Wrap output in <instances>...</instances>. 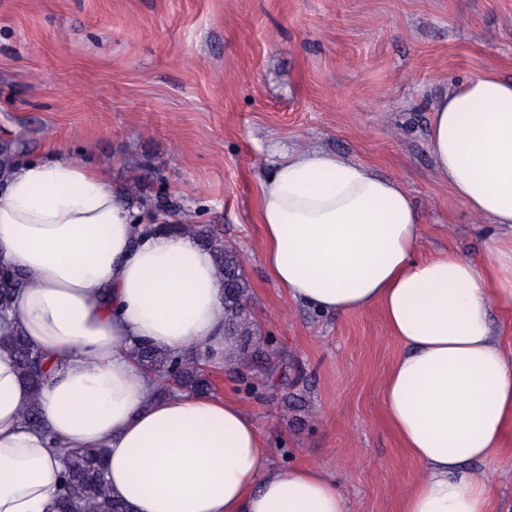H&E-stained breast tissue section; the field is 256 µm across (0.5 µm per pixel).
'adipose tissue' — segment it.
<instances>
[{
    "mask_svg": "<svg viewBox=\"0 0 512 512\" xmlns=\"http://www.w3.org/2000/svg\"><path fill=\"white\" fill-rule=\"evenodd\" d=\"M436 175L496 225L486 254L420 259L421 212L397 179L321 150L275 162L258 219L264 264L287 297L323 314L382 311L403 346L383 386L386 418L423 478L400 512H491L470 469L512 428V351L491 313L512 314V79L487 72L447 91L430 117ZM106 170L62 149L0 172V265L30 280L10 316L61 364L31 394L0 355V512H50L62 464L49 450L101 448L114 499L135 512H350L320 469L275 467L268 439L233 400L154 397L131 347L228 349L211 251L136 233Z\"/></svg>",
    "mask_w": 512,
    "mask_h": 512,
    "instance_id": "obj_1",
    "label": "adipose tissue"
}]
</instances>
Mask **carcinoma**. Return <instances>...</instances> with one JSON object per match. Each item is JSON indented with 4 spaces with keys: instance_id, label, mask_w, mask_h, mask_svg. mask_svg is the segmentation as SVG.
I'll return each mask as SVG.
<instances>
[{
    "instance_id": "carcinoma-1",
    "label": "carcinoma",
    "mask_w": 512,
    "mask_h": 512,
    "mask_svg": "<svg viewBox=\"0 0 512 512\" xmlns=\"http://www.w3.org/2000/svg\"><path fill=\"white\" fill-rule=\"evenodd\" d=\"M157 229L195 239L214 254L220 279H231V287L224 292V327L231 335L228 361L244 374L252 366L257 349L253 343L254 322L248 306L250 286L245 276L246 255L235 241L224 237L222 229L196 223L189 212L171 216L170 223L159 224ZM27 286L28 281L20 271L0 270V319L9 313L15 294ZM0 353L11 359L21 381L33 394L32 402L22 413L23 422L31 427L43 426L38 397L60 364L50 362L18 330L0 334ZM132 353L142 370L163 380L155 390L160 396L177 391L207 395L211 391L210 381L199 368L203 357L199 351L175 354L139 342L133 345ZM104 455L101 448L67 452L62 460L61 483L53 512H131L127 505L112 499Z\"/></svg>"
}]
</instances>
